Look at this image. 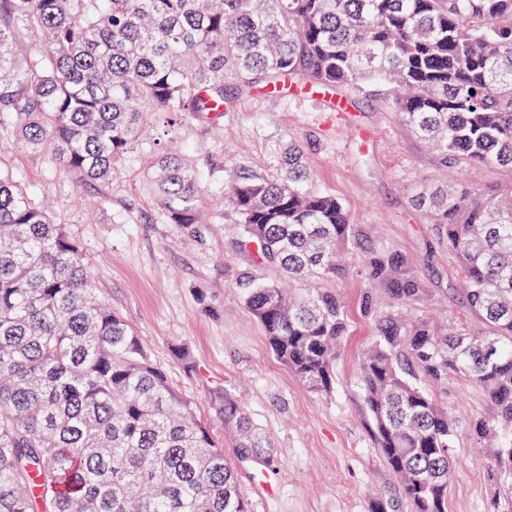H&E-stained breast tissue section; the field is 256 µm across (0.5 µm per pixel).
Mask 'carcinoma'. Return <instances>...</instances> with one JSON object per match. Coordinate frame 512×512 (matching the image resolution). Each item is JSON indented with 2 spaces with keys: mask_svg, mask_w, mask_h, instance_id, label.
Returning <instances> with one entry per match:
<instances>
[{
  "mask_svg": "<svg viewBox=\"0 0 512 512\" xmlns=\"http://www.w3.org/2000/svg\"><path fill=\"white\" fill-rule=\"evenodd\" d=\"M34 53L21 50L25 40ZM387 87L398 119L443 167L512 169V0H0V142L41 155L82 191L115 182L150 117L211 125L253 89ZM227 206L254 268L243 304L272 355L330 394L348 333L319 288L360 244L336 197L309 187L298 142L270 175L225 174ZM144 183L168 224L205 223L197 159L167 148ZM415 186L411 203L456 261L477 326H438L407 307L428 288L405 260L366 252L372 344L357 379L373 447L412 512H448L457 420L418 383L451 374L491 413L469 433L492 449V512H512V185ZM272 267L284 280L268 282ZM316 284L308 292L292 287ZM235 457L270 438L226 391L215 400ZM0 512H250L224 448L124 318L100 298L79 242L0 167Z\"/></svg>",
  "mask_w": 512,
  "mask_h": 512,
  "instance_id": "1",
  "label": "carcinoma"
}]
</instances>
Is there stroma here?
<instances>
[{
	"label": "stroma",
	"instance_id": "35a3bbf8",
	"mask_svg": "<svg viewBox=\"0 0 512 512\" xmlns=\"http://www.w3.org/2000/svg\"><path fill=\"white\" fill-rule=\"evenodd\" d=\"M343 95L340 89L330 96L256 91L238 98L218 125L186 115L172 134L161 119L151 120L146 150L107 191L104 208L92 211L76 203L71 184L42 158L17 142H0V166L19 172L36 199L52 203L58 222L79 239L100 295L137 330L225 456L233 457L234 449L213 409L217 390L236 394L271 438V466L236 467L251 512H371L377 502L391 504V512L411 507L372 445L355 376L357 357L372 337L360 308L368 285L363 249L347 252L346 274L334 283L346 303L349 333L336 360V388L321 395L277 362L242 305L234 281L253 267L254 256L236 244L237 227L224 207L225 170L272 172L279 146L300 139L313 188L343 203L365 247L402 256L428 284L426 300L410 314L434 309L456 323L473 321L448 276L451 258L429 250L431 226L409 204L410 187L436 174L437 154L398 122L381 86L352 95L361 114L357 124L341 120L333 108ZM174 136L205 175L210 221L196 234L163 223L142 188L145 160ZM179 346L188 350L189 362L175 358ZM425 389L458 421L448 512H488L493 463L467 435L469 421L490 411L483 393L457 376ZM263 477L278 484L276 499L263 496Z\"/></svg>",
	"mask_w": 512,
	"mask_h": 512
}]
</instances>
